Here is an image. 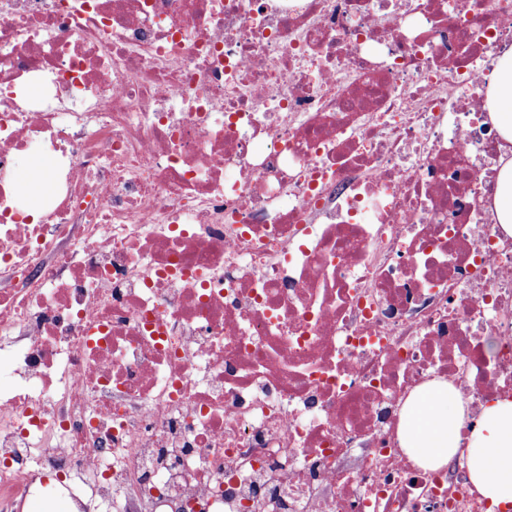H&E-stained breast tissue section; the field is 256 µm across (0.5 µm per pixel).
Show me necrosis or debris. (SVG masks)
<instances>
[{
  "label": "necrosis or debris",
  "instance_id": "1",
  "mask_svg": "<svg viewBox=\"0 0 512 512\" xmlns=\"http://www.w3.org/2000/svg\"><path fill=\"white\" fill-rule=\"evenodd\" d=\"M505 43L512 0H0V512H512L397 440L512 395ZM491 64L493 71L484 109L504 142L493 211L497 224L512 236V45L503 44ZM34 156V157H33ZM45 154L29 152L21 157L18 166V176L22 170L24 159L32 157L26 167L25 173L17 183V190L24 194H29L38 190L51 176L52 163ZM466 405L448 382L436 381L413 394L406 402L399 442L418 464L439 467L462 446L458 423ZM59 477L55 474H49L42 482L44 487L34 493L26 504L23 512H34V508L38 505L44 506V498L47 496L45 491H54L56 495L53 496L56 499L57 509L64 508L66 512H78L79 505L69 497L64 491L63 484L58 481ZM41 503V504H40Z\"/></svg>",
  "mask_w": 512,
  "mask_h": 512
}]
</instances>
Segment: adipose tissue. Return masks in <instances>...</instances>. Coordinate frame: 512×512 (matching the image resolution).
Returning <instances> with one entry per match:
<instances>
[{
  "label": "adipose tissue",
  "mask_w": 512,
  "mask_h": 512,
  "mask_svg": "<svg viewBox=\"0 0 512 512\" xmlns=\"http://www.w3.org/2000/svg\"><path fill=\"white\" fill-rule=\"evenodd\" d=\"M484 108L503 140L493 211L497 224L512 236V45H502L493 61ZM469 411L447 383L434 382L406 402L399 442L416 463L447 464L465 448L468 477L483 497L512 502V397L478 404L468 437L458 423Z\"/></svg>",
  "instance_id": "1"
}]
</instances>
